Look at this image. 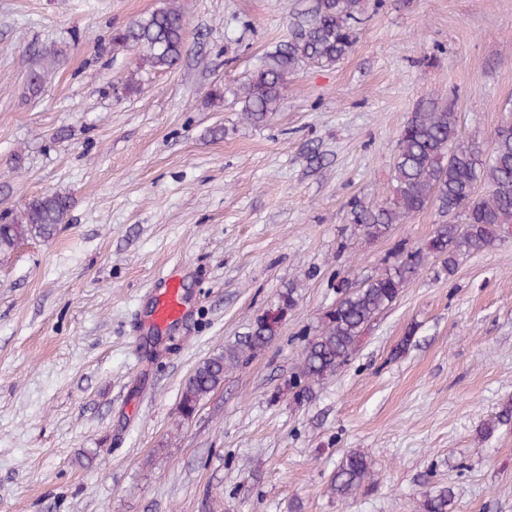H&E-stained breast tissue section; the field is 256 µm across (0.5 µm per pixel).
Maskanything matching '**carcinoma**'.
<instances>
[{
  "label": "carcinoma",
  "instance_id": "carcinoma-1",
  "mask_svg": "<svg viewBox=\"0 0 512 512\" xmlns=\"http://www.w3.org/2000/svg\"><path fill=\"white\" fill-rule=\"evenodd\" d=\"M363 15V0H311L289 22L288 41L266 52L240 85L236 97L243 119L254 125L267 122L278 111L288 79L302 66L330 67L344 59L354 46ZM186 30L182 8L169 0L166 6L116 29L112 44L138 50L142 68L168 71L183 55ZM48 76L44 66L30 71L29 92L39 93ZM70 208L68 196L54 193L29 201L19 215L4 217L0 254L27 237L53 238ZM428 208L434 209L438 222L424 246L402 253L375 275L342 285L341 297L324 314L322 331L307 340L298 377L288 384L295 403L309 401L313 384L348 363L365 329L396 302L430 261H441L452 273L460 259L486 251L512 230L511 121L497 128L486 148L459 136L454 102L434 95L417 102L396 140L389 201L374 206L351 201L349 223L366 238L376 239ZM298 300V285L288 284L245 336L197 365L181 390L183 418L190 419L201 401L223 385L225 373L271 345ZM511 423L509 401L481 433L489 438L496 426ZM371 476L368 456L350 452L337 464L331 490L342 500L354 497L365 490ZM452 502L450 487L434 485L424 492L419 508L420 512H451Z\"/></svg>",
  "mask_w": 512,
  "mask_h": 512
}]
</instances>
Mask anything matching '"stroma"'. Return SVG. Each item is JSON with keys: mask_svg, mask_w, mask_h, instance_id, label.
I'll return each mask as SVG.
<instances>
[{"mask_svg": "<svg viewBox=\"0 0 512 512\" xmlns=\"http://www.w3.org/2000/svg\"><path fill=\"white\" fill-rule=\"evenodd\" d=\"M165 3L0 0V216L72 199L54 238L0 255V512H418L436 482L453 512H512V425L481 433L512 400V235L424 268L309 402L288 391L342 282L432 235L431 210L375 240L348 221L352 199L387 197L417 101L454 99L481 143L512 117V0H365L351 53L302 67L263 125L234 92L309 0H178L180 63L123 96L139 57L111 34ZM49 48L61 62L29 94ZM165 275L189 313L143 335ZM291 282L271 346L183 419L195 367ZM351 450L372 484L342 501ZM371 465L368 456L361 452H350L342 457L330 481L336 497L345 500L364 491L372 476Z\"/></svg>", "mask_w": 512, "mask_h": 512, "instance_id": "stroma-1", "label": "stroma"}]
</instances>
